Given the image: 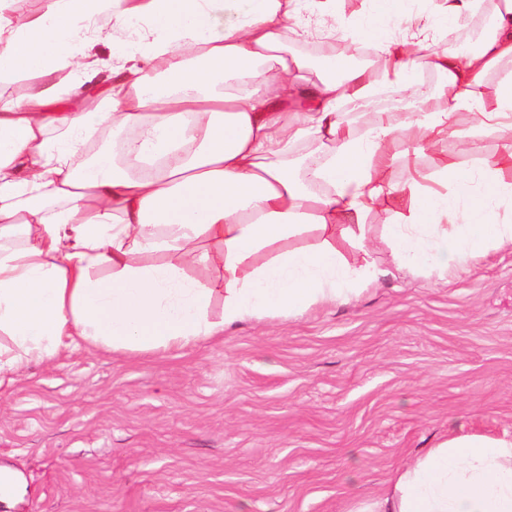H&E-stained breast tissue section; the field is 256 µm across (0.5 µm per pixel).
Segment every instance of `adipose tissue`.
I'll return each mask as SVG.
<instances>
[{"instance_id": "ef3b65f1", "label": "adipose tissue", "mask_w": 512, "mask_h": 512, "mask_svg": "<svg viewBox=\"0 0 512 512\" xmlns=\"http://www.w3.org/2000/svg\"><path fill=\"white\" fill-rule=\"evenodd\" d=\"M10 2L0 0V83L25 73L38 81L0 104V335L10 340L0 384L83 344L182 348L244 320L349 301L383 274L367 254L374 232L364 219L384 197L408 212L382 236L396 264L443 274L512 243V224L497 219L512 203V0H494L489 25L463 52L418 49L432 26L455 32L484 0H443L437 21L417 17L376 42L387 84L408 89L422 67L441 76L443 99L402 124L370 113L359 130L337 106L368 99L370 75L345 66L307 90L301 63L282 53L291 34L332 44L334 0H51L24 19L9 14ZM225 8L232 15L219 20ZM104 16L116 30L147 18L160 35L136 41L137 63L112 72L93 109L51 111L60 65L80 53V30ZM268 60L276 78L261 69ZM469 106L482 126L507 133L498 156L466 171L446 163L439 178L453 183L449 194L389 179L397 159L442 142ZM113 126L136 131L129 168L107 155L75 166L90 135ZM300 143L324 151L299 182L288 158ZM307 231L318 245L282 249ZM340 239L361 262L337 249ZM194 265L214 277H190ZM216 297L223 310L214 316ZM361 512H512V439L466 436L427 449Z\"/></svg>"}]
</instances>
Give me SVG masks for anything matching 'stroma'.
<instances>
[{"label": "stroma", "instance_id": "1", "mask_svg": "<svg viewBox=\"0 0 512 512\" xmlns=\"http://www.w3.org/2000/svg\"><path fill=\"white\" fill-rule=\"evenodd\" d=\"M443 0H336L330 24L381 37ZM129 30L98 24L60 71L63 87L118 67ZM417 92H382L366 108L401 116L441 93L420 71ZM454 133L395 162L422 186L447 161L469 169L502 150L499 134ZM347 304L251 320L179 350L81 346L29 363L0 385V512H356L395 473L448 439L512 437V244L446 276L395 264Z\"/></svg>", "mask_w": 512, "mask_h": 512}]
</instances>
